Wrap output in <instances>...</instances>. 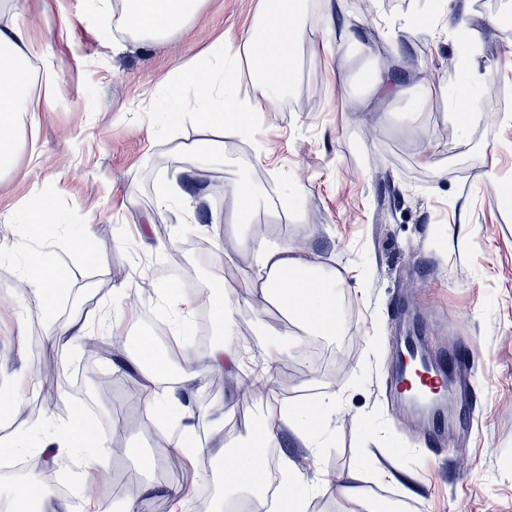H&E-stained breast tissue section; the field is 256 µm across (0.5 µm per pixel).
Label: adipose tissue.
Instances as JSON below:
<instances>
[{"label": "adipose tissue", "mask_w": 512, "mask_h": 512, "mask_svg": "<svg viewBox=\"0 0 512 512\" xmlns=\"http://www.w3.org/2000/svg\"><path fill=\"white\" fill-rule=\"evenodd\" d=\"M203 0H125L124 25L127 31L142 39L165 37L195 17ZM11 10L15 23L0 30V72L11 75L7 89L0 90V166L10 164L15 141L10 132L21 119L37 123L41 112L47 111L59 94L60 86L54 78H47L42 91L32 94L30 74L24 62L28 57L43 53L41 43L33 40L26 25L29 15L26 0H13ZM264 34L273 37L274 50L265 56L253 53V38H246L241 51H233L216 43L207 49L206 59L181 63L176 68L180 80L200 91L193 102L176 100L174 106L180 116L195 124L200 134L206 135L208 151L221 152L225 133L251 142L256 128L267 112L276 111L280 95L290 85L294 74V53L304 40V31L298 22L296 4L270 16L268 10L258 14ZM218 65H211V58ZM248 65L257 80L254 95L239 90L241 65ZM257 274L254 292L263 302L277 301L293 310L298 327L305 333L333 336L341 327L336 313V295L342 283L333 270H320L318 263L300 255L291 244H270L256 241L252 244ZM299 274L292 291L280 286L283 272ZM137 360L146 368L149 385L145 403L158 430L164 431L169 447L180 449L192 460L212 456V449L192 442L191 412H183L179 432L167 430V417L178 407L180 400L175 389H157L154 386L160 371L155 366L157 355L149 341L137 344ZM259 444H238L235 452L224 454V486L226 495L242 494L248 497L253 512H264L266 494L260 480V450L277 445V424L273 417H261L256 423ZM51 448H65L74 455L94 452L106 454L107 443L96 429L90 428L82 408H75L69 422L47 442Z\"/></svg>", "instance_id": "ef3b65f1"}]
</instances>
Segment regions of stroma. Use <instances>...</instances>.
Instances as JSON below:
<instances>
[{
    "mask_svg": "<svg viewBox=\"0 0 512 512\" xmlns=\"http://www.w3.org/2000/svg\"><path fill=\"white\" fill-rule=\"evenodd\" d=\"M299 2L305 39L293 86L259 124L263 154L230 137L223 154L192 156L184 147L200 135L169 109L173 97L194 94L176 63L219 39L240 45L258 24L259 0H206L163 41L129 36L122 0H110L106 15L101 0H28L32 35L47 48L32 62V84L49 68L60 93L38 129L21 123L12 165L0 173V438L24 442L0 447V460L37 457L45 434L80 406L106 425L102 468L126 481L82 496L79 486L102 468L70 455L47 471H0V508L24 482L49 491L39 512L60 502L70 512H99L147 482L159 488L148 512L217 507L216 460L182 473L169 467L158 458L162 436L130 400L146 383L130 365L135 325H124L121 349L92 360L84 340L51 338L59 325L113 306L153 316L167 284L190 296L210 292L213 264L192 246L203 224L235 256L224 274L242 288L230 303V330L212 328V340L239 349L242 363L220 391L201 368L186 383L198 440L215 449L246 441L259 416L281 414L298 398L311 403L307 429L280 427L271 512H283L292 476L312 488L304 512H366L370 497L399 502L401 512H512V0L483 10L475 0ZM452 19L476 32L469 48L449 30ZM459 59L477 103L470 114L448 106V64ZM376 68L399 86L425 87L432 107L413 119L407 99L367 93ZM174 175L192 211L156 209L159 185ZM242 178L260 190L261 204L250 223L235 224L224 188ZM293 191L298 204L283 206ZM39 198L50 204L49 226L35 236L22 206ZM87 223L90 253L60 249ZM140 229L149 243L180 253L181 273L166 272L167 253L145 255ZM257 239L292 243L341 271L342 334L292 337L287 357L271 360L266 337L287 332L289 315L254 295ZM48 254L64 278L47 321L25 266ZM421 318L432 353L464 340L481 352L474 428L452 436L447 449L427 448L424 418L397 405L389 389L399 339ZM312 342L319 358L303 353ZM47 352L64 382L52 406L37 402L44 379L36 363ZM327 398L335 406L324 413L318 403ZM144 453L157 458L152 470L140 466ZM348 475L360 496L315 490L323 478Z\"/></svg>",
    "mask_w": 512,
    "mask_h": 512,
    "instance_id": "stroma-1",
    "label": "stroma"
}]
</instances>
